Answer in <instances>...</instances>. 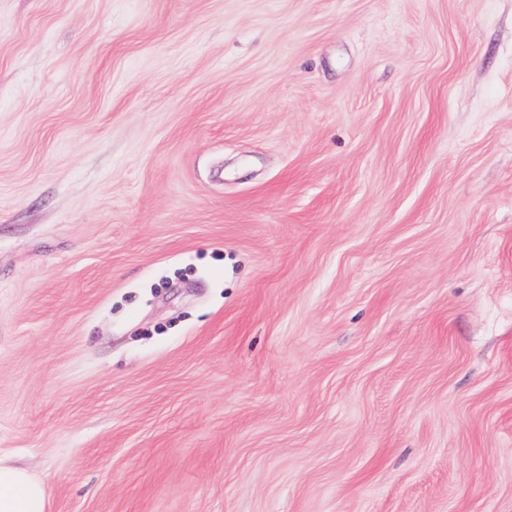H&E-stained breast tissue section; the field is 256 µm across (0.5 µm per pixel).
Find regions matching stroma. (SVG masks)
<instances>
[{
	"label": "stroma",
	"instance_id": "stroma-1",
	"mask_svg": "<svg viewBox=\"0 0 512 512\" xmlns=\"http://www.w3.org/2000/svg\"><path fill=\"white\" fill-rule=\"evenodd\" d=\"M0 457L512 512V0H0Z\"/></svg>",
	"mask_w": 512,
	"mask_h": 512
}]
</instances>
